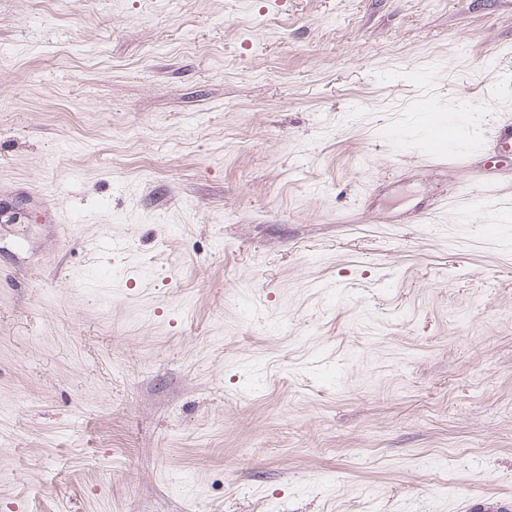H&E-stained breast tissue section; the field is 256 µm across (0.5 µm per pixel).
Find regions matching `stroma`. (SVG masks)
<instances>
[{
	"label": "stroma",
	"mask_w": 512,
	"mask_h": 512,
	"mask_svg": "<svg viewBox=\"0 0 512 512\" xmlns=\"http://www.w3.org/2000/svg\"><path fill=\"white\" fill-rule=\"evenodd\" d=\"M510 106L512 0H0V512L512 500ZM494 135L491 144L486 149V155L507 156L512 152V116L511 113L501 112L494 122ZM456 142V129L448 124V127L434 130L427 135L423 143V151L437 156H445L446 153L455 152Z\"/></svg>",
	"instance_id": "stroma-1"
}]
</instances>
